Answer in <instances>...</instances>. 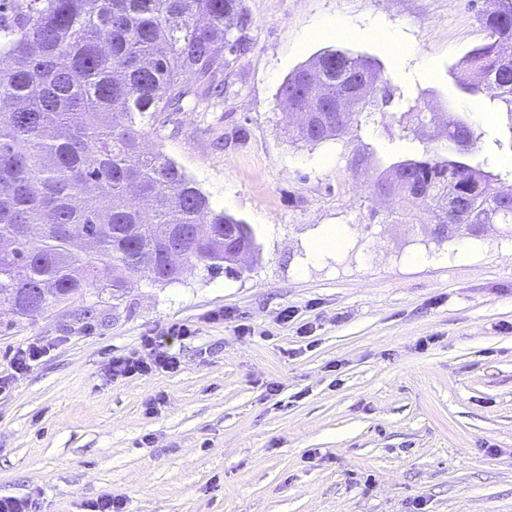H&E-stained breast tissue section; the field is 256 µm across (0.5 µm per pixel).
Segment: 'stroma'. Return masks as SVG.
I'll return each instance as SVG.
<instances>
[{"label":"stroma","instance_id":"stroma-1","mask_svg":"<svg viewBox=\"0 0 512 512\" xmlns=\"http://www.w3.org/2000/svg\"><path fill=\"white\" fill-rule=\"evenodd\" d=\"M224 94L159 113L142 149L177 163L252 229L233 270L135 278L28 317L0 311V496L37 512H512V226L439 241L424 211L373 194L390 163L440 146L403 124L423 100L465 116L512 189V113L457 83L485 40L483 0H242ZM350 36L320 32L333 18ZM375 60L368 117L293 141L277 90L314 53ZM326 225L342 246L311 260ZM468 243L467 261L456 259ZM291 318H284V311ZM186 337H169L171 327ZM168 336L171 372L112 379L113 357ZM44 354L22 374L28 342Z\"/></svg>","mask_w":512,"mask_h":512}]
</instances>
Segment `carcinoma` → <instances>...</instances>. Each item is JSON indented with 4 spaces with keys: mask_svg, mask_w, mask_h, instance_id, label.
<instances>
[{
    "mask_svg": "<svg viewBox=\"0 0 512 512\" xmlns=\"http://www.w3.org/2000/svg\"><path fill=\"white\" fill-rule=\"evenodd\" d=\"M485 41L465 57L469 95L484 87L512 113V0H484ZM241 0H27L0 16V303L29 316L83 294L101 269L122 268L153 282H175L178 267H155L171 230L185 232L183 260L219 271L253 242L241 221L209 197L170 158L145 153V126L219 96L225 54L237 52L233 28ZM380 66L326 50L290 74L277 94L293 112L323 107L310 145L360 121L368 96L352 90ZM347 105L336 112V99ZM444 144L426 157L393 163L376 186L425 207L440 235L448 209L460 224H512V193L495 186L475 151L477 136L448 115Z\"/></svg>",
    "mask_w": 512,
    "mask_h": 512,
    "instance_id": "obj_1",
    "label": "carcinoma"
}]
</instances>
